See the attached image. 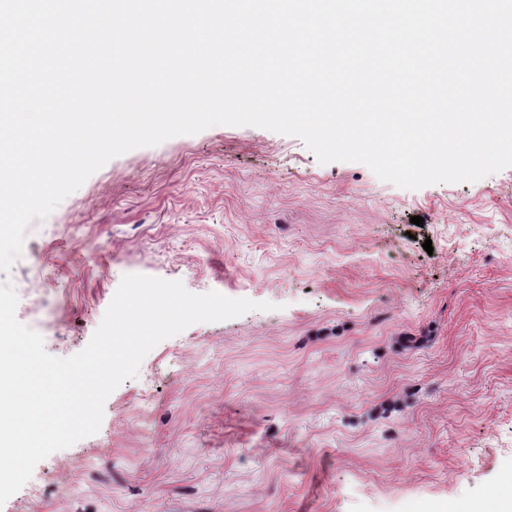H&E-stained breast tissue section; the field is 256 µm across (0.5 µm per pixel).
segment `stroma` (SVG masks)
Masks as SVG:
<instances>
[{
    "instance_id": "35a3bbf8",
    "label": "stroma",
    "mask_w": 512,
    "mask_h": 512,
    "mask_svg": "<svg viewBox=\"0 0 512 512\" xmlns=\"http://www.w3.org/2000/svg\"><path fill=\"white\" fill-rule=\"evenodd\" d=\"M127 274L274 308L160 342L0 512H482L512 491V166L408 190L216 125L111 159L0 283L66 358Z\"/></svg>"
}]
</instances>
